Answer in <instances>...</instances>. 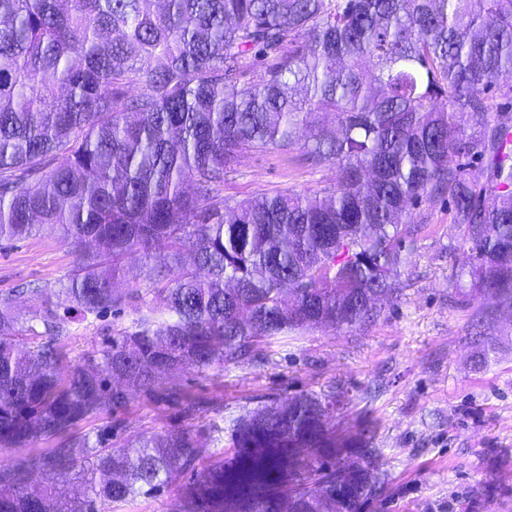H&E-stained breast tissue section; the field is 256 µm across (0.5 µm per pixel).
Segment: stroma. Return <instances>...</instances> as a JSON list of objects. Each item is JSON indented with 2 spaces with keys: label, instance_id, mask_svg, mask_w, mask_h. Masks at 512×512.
<instances>
[{
  "label": "stroma",
  "instance_id": "35a3bbf8",
  "mask_svg": "<svg viewBox=\"0 0 512 512\" xmlns=\"http://www.w3.org/2000/svg\"><path fill=\"white\" fill-rule=\"evenodd\" d=\"M336 181L335 167L313 169L270 150L245 154L224 194L304 193ZM407 217L427 229L408 252L400 296L381 302L374 321L289 332L261 343L257 362L174 372L163 390L134 392L125 410L81 432L111 431L117 449L182 429L226 441L267 398L335 391L345 398L337 435L370 427L381 450L385 490L363 512H512V310L493 314L489 300L470 296L471 278L456 264L467 229L447 206L422 205ZM76 264L54 232L0 239V301L19 325H35L37 307L57 301ZM166 315L163 298L144 293L120 313L67 322L61 340L77 363L113 333ZM169 388L179 400L166 397Z\"/></svg>",
  "mask_w": 512,
  "mask_h": 512
}]
</instances>
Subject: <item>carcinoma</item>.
<instances>
[{
    "label": "carcinoma",
    "instance_id": "carcinoma-1",
    "mask_svg": "<svg viewBox=\"0 0 512 512\" xmlns=\"http://www.w3.org/2000/svg\"><path fill=\"white\" fill-rule=\"evenodd\" d=\"M506 71L512 0H0V239L57 229L78 256L64 310L35 311L44 331L0 303V448L52 443L0 463V512H96L173 471L191 474L174 512H360L382 492L380 449L367 427L336 437L334 392L261 405L229 456L203 432L117 451L80 426L174 370L375 319L426 229L399 221L411 207L448 203L470 295L512 308V117L491 105ZM268 149L338 181L224 198L243 155ZM141 284L167 319L77 366L42 341ZM86 462L81 497L28 490Z\"/></svg>",
    "mask_w": 512,
    "mask_h": 512
}]
</instances>
